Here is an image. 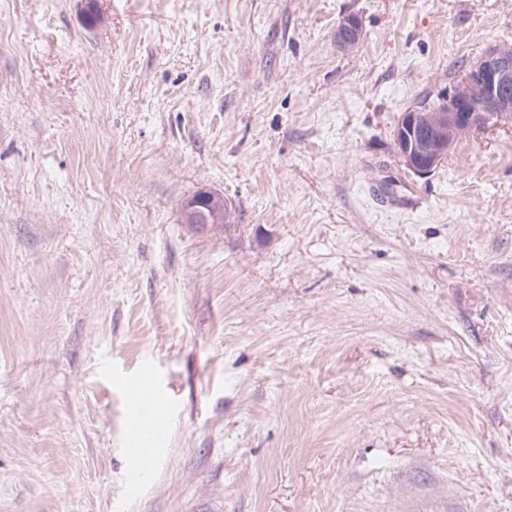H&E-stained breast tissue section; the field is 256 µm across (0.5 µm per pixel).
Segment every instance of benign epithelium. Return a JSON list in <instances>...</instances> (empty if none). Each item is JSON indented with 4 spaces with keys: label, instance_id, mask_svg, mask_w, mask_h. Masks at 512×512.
Returning a JSON list of instances; mask_svg holds the SVG:
<instances>
[{
    "label": "benign epithelium",
    "instance_id": "obj_1",
    "mask_svg": "<svg viewBox=\"0 0 512 512\" xmlns=\"http://www.w3.org/2000/svg\"><path fill=\"white\" fill-rule=\"evenodd\" d=\"M363 34L361 19L346 15L337 27L336 40L342 47L352 48ZM511 115L512 45H495L433 109L403 114L394 135L395 148L410 171L425 177L448 159L459 139ZM422 125L429 133L419 138L415 130ZM225 207L223 194L201 190L183 202L184 223L198 232H211L219 226Z\"/></svg>",
    "mask_w": 512,
    "mask_h": 512
}]
</instances>
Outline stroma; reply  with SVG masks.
Instances as JSON below:
<instances>
[{"label":"stroma","mask_w":512,"mask_h":512,"mask_svg":"<svg viewBox=\"0 0 512 512\" xmlns=\"http://www.w3.org/2000/svg\"><path fill=\"white\" fill-rule=\"evenodd\" d=\"M84 6L0 0V512H512V122L394 147L512 0ZM363 24L359 17L346 15L336 30V40L344 48L357 46L363 38ZM225 207L226 203H224L222 193L201 190L183 202L184 223L189 224L198 232L214 231L218 226L229 223V214H224L223 223L219 224ZM220 229H224V225ZM166 431L167 421L163 418H155L143 424L137 422L133 414L129 417L127 420L129 444L124 448V455L137 472H144L153 465Z\"/></svg>","instance_id":"35a3bbf8"}]
</instances>
